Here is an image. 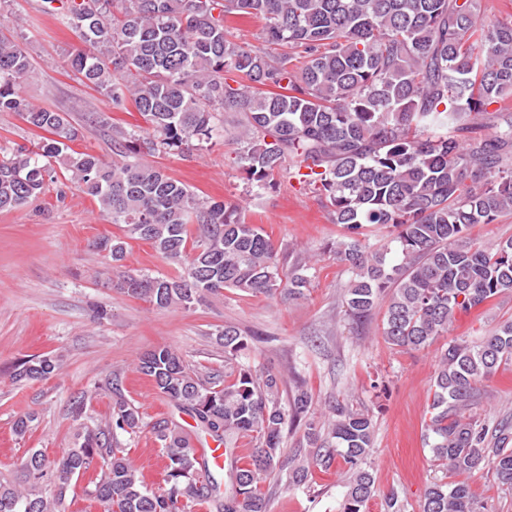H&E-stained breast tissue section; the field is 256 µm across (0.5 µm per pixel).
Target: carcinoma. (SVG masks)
Listing matches in <instances>:
<instances>
[{
    "instance_id": "cac0c4a2",
    "label": "carcinoma",
    "mask_w": 512,
    "mask_h": 512,
    "mask_svg": "<svg viewBox=\"0 0 512 512\" xmlns=\"http://www.w3.org/2000/svg\"><path fill=\"white\" fill-rule=\"evenodd\" d=\"M91 51L67 67L149 124L150 151L212 142L232 115L238 163L250 189L265 192L296 179L323 198L344 229L336 259L349 265L347 318L366 321L388 293L382 336L393 347L421 349L448 333L459 311L512 293V240L487 247L466 241L473 224L512 213V21L487 23L481 0H46ZM228 15L264 21L262 46L240 42ZM32 73L18 40L0 33V112H14L48 133L36 149L0 145V211L36 200L58 176L76 184L114 224L149 242L183 274L131 275L120 289L160 308H188L230 289L304 297L307 268L283 271L271 238L237 207L199 198L184 183L140 160L141 143L122 138L110 164L71 144L79 131L32 103L20 79ZM496 109H491V106ZM391 229L385 251H369L364 227ZM97 247L119 262L125 242ZM393 253L394 260L387 259ZM224 371L190 366L174 348L138 360L157 391L191 417L224 452L240 439L252 453L235 460L232 488L219 485L190 435L170 419L148 423L168 461L165 485L148 487L114 432L143 426L123 397L111 423L88 429L57 459L34 451L27 482H0V512H59L75 479L100 465L95 497L105 512H268L263 476L282 473L300 486L310 465L345 467L342 512H364L375 493L367 466L373 422L343 402L330 431L307 419L312 397L298 389L282 406V379L237 361L247 348L224 327ZM512 361V319L477 340L451 339L433 376L425 431L448 480L429 485L420 512H480L470 480L486 468L512 491V428L489 427L475 411L479 386ZM52 357L28 359L15 381L55 376ZM305 421L308 455L281 459L283 431ZM50 486L42 495L40 488Z\"/></svg>"
}]
</instances>
